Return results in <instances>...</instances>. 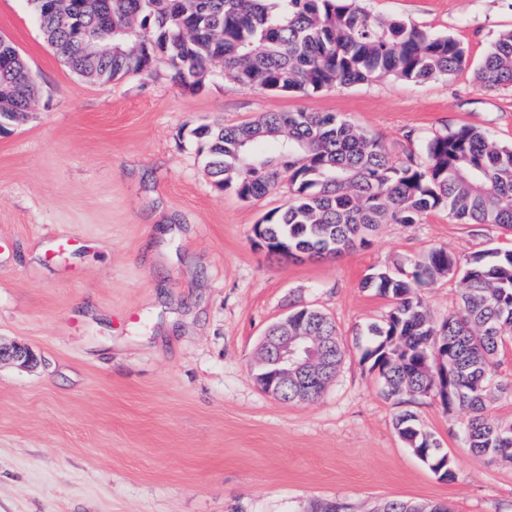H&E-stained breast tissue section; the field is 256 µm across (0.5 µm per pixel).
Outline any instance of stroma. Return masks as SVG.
<instances>
[{"label":"stroma","instance_id":"1","mask_svg":"<svg viewBox=\"0 0 512 512\" xmlns=\"http://www.w3.org/2000/svg\"><path fill=\"white\" fill-rule=\"evenodd\" d=\"M374 14L451 35L470 66L448 80L390 76L309 96L212 77L189 91L164 60L110 83L73 73L47 43L30 0H0V36L37 76V102L0 128V341L37 365L0 366V512H313L336 501L377 512L391 500L448 512H512V464L476 460L465 417L438 395L387 396L357 331L389 299L372 270L411 268L430 250L464 258L512 245V232L382 224L337 257L286 259L253 226L283 206L219 190L195 127L267 112L331 113L392 155L468 124L512 142V88L475 75L512 29V0H364ZM460 276L417 288L431 315L461 307ZM318 308L346 355L315 399L283 403L254 370L270 326ZM414 414L455 462L440 478L399 437Z\"/></svg>","mask_w":512,"mask_h":512}]
</instances>
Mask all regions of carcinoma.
Masks as SVG:
<instances>
[{"mask_svg":"<svg viewBox=\"0 0 512 512\" xmlns=\"http://www.w3.org/2000/svg\"><path fill=\"white\" fill-rule=\"evenodd\" d=\"M56 54L89 81L109 83L149 73L161 57L173 81L196 90L222 65V75L250 87L309 95L393 76L409 82L447 80L469 65L468 48L403 20H382L359 0H74L77 31L31 0ZM476 78L487 89L512 87V31L499 34L479 60ZM35 75L9 39L0 37V124L30 111ZM207 147L214 185L244 199L274 190L288 176L285 205L265 214L254 235L278 256L339 255L379 224H419L445 211L460 224L512 230V144L493 141L471 125L429 138L422 156L395 159L372 135L321 112H268L260 120L192 130ZM462 272L461 311L436 322L415 293L417 285ZM362 287L392 300L382 323L361 333L364 359L385 393L439 395L448 411L468 412L464 435L479 459L512 463V424L487 412L488 383L512 337V250L477 252L461 260L430 251L410 272L376 270ZM302 327L329 336L335 371L345 345L335 323L318 309L288 315V334ZM397 431L429 468L454 476L451 456L420 428L412 413ZM379 512H447L393 500Z\"/></svg>","mask_w":512,"mask_h":512,"instance_id":"carcinoma-1","label":"carcinoma"}]
</instances>
